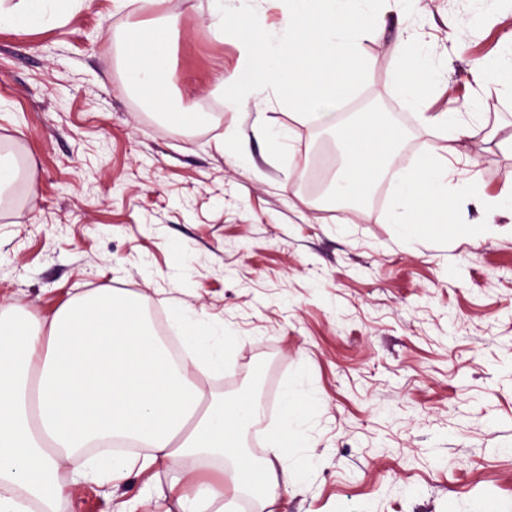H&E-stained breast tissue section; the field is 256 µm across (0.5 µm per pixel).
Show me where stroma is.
Instances as JSON below:
<instances>
[{
    "instance_id": "35a3bbf8",
    "label": "stroma",
    "mask_w": 512,
    "mask_h": 512,
    "mask_svg": "<svg viewBox=\"0 0 512 512\" xmlns=\"http://www.w3.org/2000/svg\"><path fill=\"white\" fill-rule=\"evenodd\" d=\"M211 0H166L179 18L168 56L167 110L127 83L128 28L154 18L136 4L83 0L50 27H0V153L20 167L18 200L0 199V303L36 327L98 288L133 291L177 329V307L224 327L232 358L199 378L206 397L243 391L312 395L271 512H512V231L472 244L453 232L400 240L385 216L400 173L437 144L419 119L360 209L320 202L318 158L340 163L336 134L295 117L274 92L235 106L218 84L241 69L233 37L216 38ZM416 0L389 15L360 108L407 110L394 44L405 28L439 55L435 112L486 122L456 147L459 173L485 194L512 184V80L484 87L473 65L512 48V0ZM203 113L181 124L175 112ZM280 129L284 144L254 133ZM61 462V512H167L169 484L222 479L188 459L118 483L72 480Z\"/></svg>"
}]
</instances>
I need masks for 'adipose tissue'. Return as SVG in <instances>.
<instances>
[{"instance_id": "ef3b65f1", "label": "adipose tissue", "mask_w": 512, "mask_h": 512, "mask_svg": "<svg viewBox=\"0 0 512 512\" xmlns=\"http://www.w3.org/2000/svg\"><path fill=\"white\" fill-rule=\"evenodd\" d=\"M82 0H0V26L53 24L65 20ZM178 26L173 15L135 28L127 37V79L146 89L153 103L169 99L171 76L166 50ZM397 83L420 122L440 134L441 145L410 168L388 221L394 234L411 239L436 232L448 222V205L464 196L493 213L512 215V185L493 197L477 183L450 179L455 141L470 136L458 113L429 106L437 78L435 52L402 32L395 44ZM344 167L333 183L343 196L365 194L397 148V137L370 113L339 132ZM189 362L170 359L142 313L138 294L100 288L56 311L49 333L36 336L27 326L0 315V512H56L60 462L72 461L74 480L96 473L114 480L133 468L146 471L181 458L206 464L227 461L234 492L248 493L253 512H265L280 482L274 462L300 433L303 405L312 400L302 384L283 394L279 431L268 438L273 454L256 460L241 444L243 432L261 415L257 398L242 393L230 400L206 401L187 377L188 365L201 374L223 370L228 339L215 326L178 313ZM116 436L136 440L145 453L112 454Z\"/></svg>"}]
</instances>
